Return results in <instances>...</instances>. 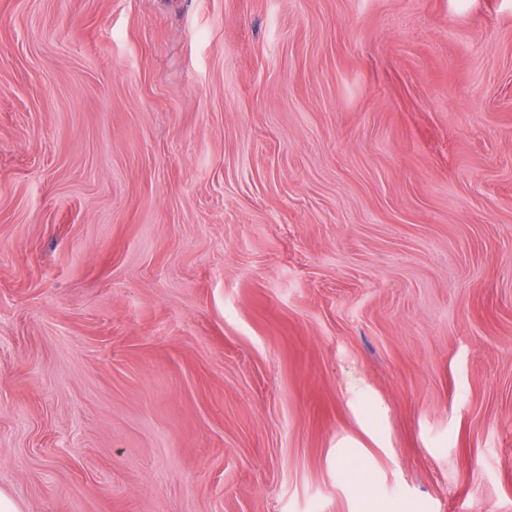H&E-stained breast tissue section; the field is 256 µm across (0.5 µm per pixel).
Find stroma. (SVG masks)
<instances>
[{"label":"stroma","mask_w":512,"mask_h":512,"mask_svg":"<svg viewBox=\"0 0 512 512\" xmlns=\"http://www.w3.org/2000/svg\"><path fill=\"white\" fill-rule=\"evenodd\" d=\"M0 491L512 512V0H0Z\"/></svg>","instance_id":"1"}]
</instances>
